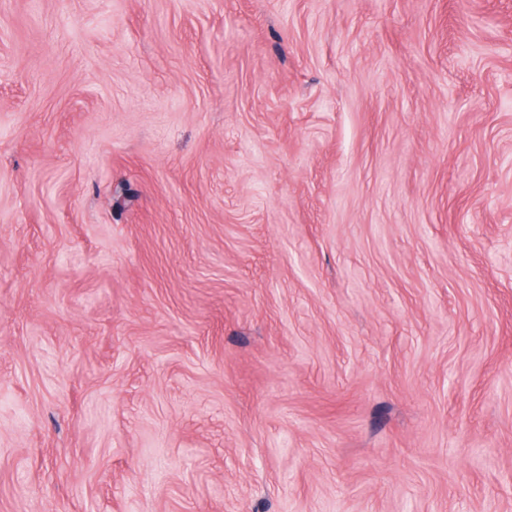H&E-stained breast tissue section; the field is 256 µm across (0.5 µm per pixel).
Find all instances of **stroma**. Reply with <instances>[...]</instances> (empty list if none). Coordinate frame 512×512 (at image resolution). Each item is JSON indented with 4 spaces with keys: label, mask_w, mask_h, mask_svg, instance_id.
<instances>
[{
    "label": "stroma",
    "mask_w": 512,
    "mask_h": 512,
    "mask_svg": "<svg viewBox=\"0 0 512 512\" xmlns=\"http://www.w3.org/2000/svg\"><path fill=\"white\" fill-rule=\"evenodd\" d=\"M0 512H512V0H0Z\"/></svg>",
    "instance_id": "35a3bbf8"
}]
</instances>
